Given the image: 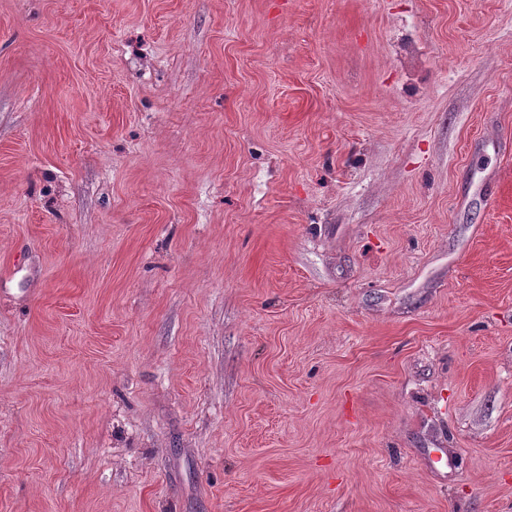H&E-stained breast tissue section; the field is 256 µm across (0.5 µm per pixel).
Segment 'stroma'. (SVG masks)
<instances>
[{"label":"stroma","instance_id":"stroma-1","mask_svg":"<svg viewBox=\"0 0 512 512\" xmlns=\"http://www.w3.org/2000/svg\"><path fill=\"white\" fill-rule=\"evenodd\" d=\"M0 512H512V0H0Z\"/></svg>","mask_w":512,"mask_h":512}]
</instances>
